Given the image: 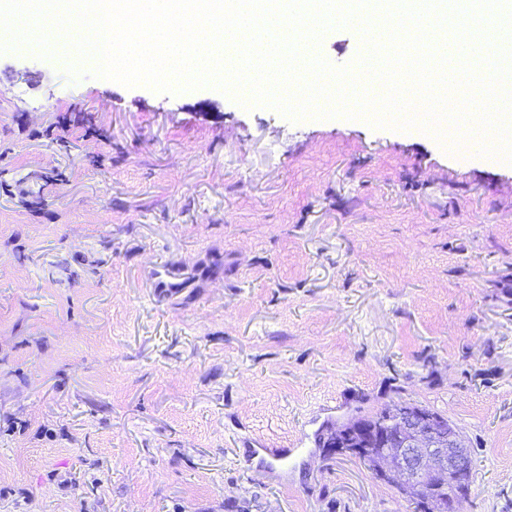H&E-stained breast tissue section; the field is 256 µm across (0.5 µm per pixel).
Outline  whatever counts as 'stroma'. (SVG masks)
I'll use <instances>...</instances> for the list:
<instances>
[{"label":"stroma","instance_id":"obj_1","mask_svg":"<svg viewBox=\"0 0 512 512\" xmlns=\"http://www.w3.org/2000/svg\"><path fill=\"white\" fill-rule=\"evenodd\" d=\"M68 65L0 54V512H412L316 445L392 401L512 512V163ZM293 451L298 452L294 448H248L247 456L255 469L273 471L285 466Z\"/></svg>","mask_w":512,"mask_h":512}]
</instances>
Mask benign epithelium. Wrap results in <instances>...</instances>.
<instances>
[{
  "mask_svg": "<svg viewBox=\"0 0 512 512\" xmlns=\"http://www.w3.org/2000/svg\"><path fill=\"white\" fill-rule=\"evenodd\" d=\"M336 448L376 441L379 469L405 495L424 490L429 484L437 489L449 483L471 482V465L465 439L453 425H445L430 412L420 409L398 413L379 431L345 421L328 426L321 434Z\"/></svg>",
  "mask_w": 512,
  "mask_h": 512,
  "instance_id": "1",
  "label": "benign epithelium"
}]
</instances>
